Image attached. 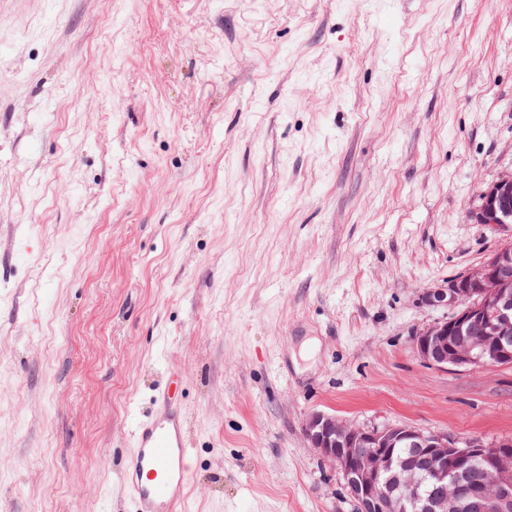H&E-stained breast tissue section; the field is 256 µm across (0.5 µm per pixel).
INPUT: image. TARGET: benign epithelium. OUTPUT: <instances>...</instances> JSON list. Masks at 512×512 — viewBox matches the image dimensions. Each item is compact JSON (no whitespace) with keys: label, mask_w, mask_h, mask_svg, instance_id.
Returning <instances> with one entry per match:
<instances>
[{"label":"benign epithelium","mask_w":512,"mask_h":512,"mask_svg":"<svg viewBox=\"0 0 512 512\" xmlns=\"http://www.w3.org/2000/svg\"><path fill=\"white\" fill-rule=\"evenodd\" d=\"M467 218L512 227V168L501 171ZM452 314L415 334V353L441 369L512 365V244L427 292ZM309 447L342 474L354 512H512V437L456 440L409 425L360 426L314 412Z\"/></svg>","instance_id":"7a95c632"}]
</instances>
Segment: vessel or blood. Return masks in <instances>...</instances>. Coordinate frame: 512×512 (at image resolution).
<instances>
[{"label": "vessel or blood", "mask_w": 512, "mask_h": 512, "mask_svg": "<svg viewBox=\"0 0 512 512\" xmlns=\"http://www.w3.org/2000/svg\"><path fill=\"white\" fill-rule=\"evenodd\" d=\"M131 441L121 479L136 512H179L190 450L182 411L173 404L168 389L158 391L151 413L134 423Z\"/></svg>", "instance_id": "vessel-or-blood-1"}]
</instances>
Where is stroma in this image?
Returning a JSON list of instances; mask_svg holds the SVG:
<instances>
[{
	"label": "stroma",
	"mask_w": 512,
	"mask_h": 512,
	"mask_svg": "<svg viewBox=\"0 0 512 512\" xmlns=\"http://www.w3.org/2000/svg\"><path fill=\"white\" fill-rule=\"evenodd\" d=\"M510 167L512 0H0V512H134L171 373L184 512H353L317 411L512 436L413 349Z\"/></svg>",
	"instance_id": "35a3bbf8"
}]
</instances>
